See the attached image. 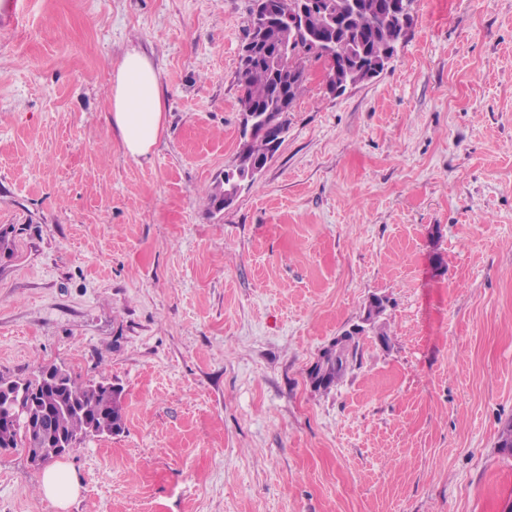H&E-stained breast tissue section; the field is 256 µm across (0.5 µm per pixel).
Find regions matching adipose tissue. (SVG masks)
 <instances>
[{
	"mask_svg": "<svg viewBox=\"0 0 512 512\" xmlns=\"http://www.w3.org/2000/svg\"><path fill=\"white\" fill-rule=\"evenodd\" d=\"M108 118L126 154L134 159L147 156L165 129L157 72L136 49H128L113 68ZM79 489L78 479L66 466L50 467L42 475L43 494L62 510Z\"/></svg>",
	"mask_w": 512,
	"mask_h": 512,
	"instance_id": "adipose-tissue-1",
	"label": "adipose tissue"
}]
</instances>
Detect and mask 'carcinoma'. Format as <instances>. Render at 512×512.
Listing matches in <instances>:
<instances>
[{
	"instance_id": "obj_1",
	"label": "carcinoma",
	"mask_w": 512,
	"mask_h": 512,
	"mask_svg": "<svg viewBox=\"0 0 512 512\" xmlns=\"http://www.w3.org/2000/svg\"><path fill=\"white\" fill-rule=\"evenodd\" d=\"M331 2L338 23L332 50L328 52L305 40L282 50L280 45L288 43L287 29L274 25L259 40L256 21H250L248 42L252 57L250 62L239 64V105L254 107L265 114V119L254 128L246 161H267L273 151L275 130L287 125L288 110L279 105L280 94L288 95L292 103L297 100L310 57L324 60L338 83L361 81L359 64L376 62L392 50L399 40L402 12L412 4V0H369L370 10L351 18L347 15L350 0ZM385 302L375 296L364 311L366 317L375 313L370 330L384 346L390 340L386 323L381 321ZM364 332L362 325L346 332L337 354L317 364L319 385L329 388L353 365L359 350L357 336ZM0 413L13 418L9 423H0V448H45L47 462L54 459L52 449L63 443L76 448L90 436L117 435L125 426L121 391L112 383L105 379L79 383L57 366L42 369L33 379L14 380L0 375Z\"/></svg>"
}]
</instances>
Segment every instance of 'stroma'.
<instances>
[{
    "mask_svg": "<svg viewBox=\"0 0 512 512\" xmlns=\"http://www.w3.org/2000/svg\"><path fill=\"white\" fill-rule=\"evenodd\" d=\"M255 0H0V374L121 390L123 432L62 457L68 512H505L512 456V0H414L375 79L310 60L288 133L232 205ZM151 60L148 157L106 119ZM388 298L329 389L324 348ZM0 448V512H57ZM108 113L126 154L133 159L147 156L165 129L157 72L135 48L128 49L113 68ZM372 299H373L372 307L370 306V304H368L365 307V311H364L362 320H364L366 317H368L369 314L371 313V311L374 310L375 317L371 321V323L368 324L370 326L369 329L372 331V334H373L375 340L379 344L386 346L389 343L390 336L386 329V323L380 322L382 315L384 314V312L386 310V305H385L386 299H384L383 297H379V296H374Z\"/></svg>",
    "mask_w": 512,
    "mask_h": 512,
    "instance_id": "stroma-1",
    "label": "stroma"
}]
</instances>
